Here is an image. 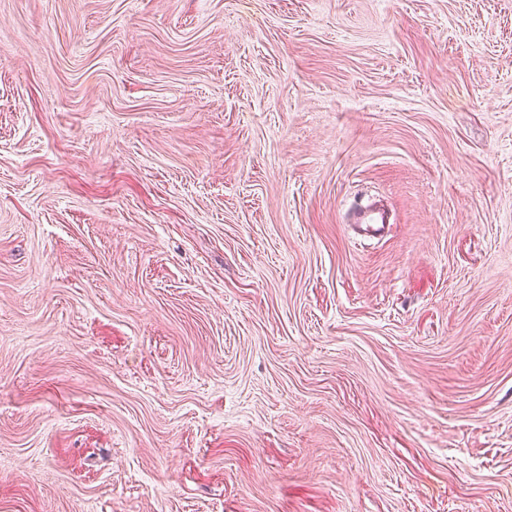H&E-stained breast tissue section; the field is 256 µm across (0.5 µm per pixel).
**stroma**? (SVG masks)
Instances as JSON below:
<instances>
[{
  "label": "stroma",
  "mask_w": 512,
  "mask_h": 512,
  "mask_svg": "<svg viewBox=\"0 0 512 512\" xmlns=\"http://www.w3.org/2000/svg\"><path fill=\"white\" fill-rule=\"evenodd\" d=\"M0 512H512V0H0ZM348 224H354L364 237H375L384 230L386 224H391V221L386 210L376 209L371 203L360 200L354 206Z\"/></svg>",
  "instance_id": "obj_1"
}]
</instances>
